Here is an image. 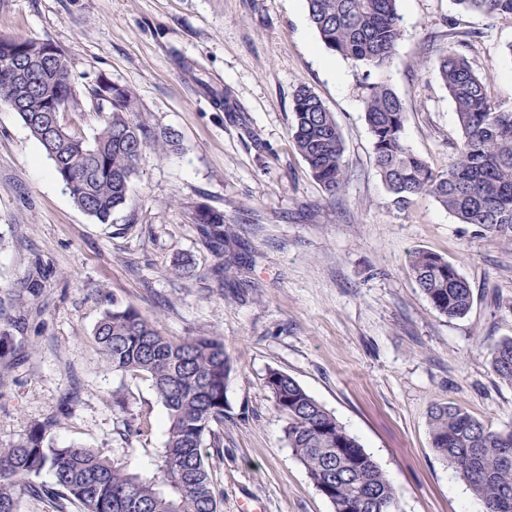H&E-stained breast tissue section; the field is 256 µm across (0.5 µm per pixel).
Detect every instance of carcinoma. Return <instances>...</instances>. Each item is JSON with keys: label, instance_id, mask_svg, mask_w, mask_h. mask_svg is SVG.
Segmentation results:
<instances>
[{"label": "carcinoma", "instance_id": "cac0c4a2", "mask_svg": "<svg viewBox=\"0 0 512 512\" xmlns=\"http://www.w3.org/2000/svg\"><path fill=\"white\" fill-rule=\"evenodd\" d=\"M400 0H306L308 15L324 48L360 69L363 76L388 68L403 35ZM463 12L489 18L512 17V0H454ZM45 41L0 38V103L21 98L25 82L4 61H24L34 82L27 107L18 111L26 128L51 161L55 176L75 205L107 224L125 206L138 162L147 148L165 152L179 146L176 134L159 131L139 118V102L127 86L99 75L91 89L103 125L93 140L60 133L46 122L44 94L77 102L76 87L64 54L41 59ZM434 67L456 111L461 132L451 161L434 166L405 141L408 106L385 80L364 82V120L373 144L374 165L399 206L429 196L459 223L484 234L512 240V107L491 102L486 80L469 61L465 44L439 51ZM289 137L321 186L325 201L336 203L347 180L345 143L333 112L306 85L294 94ZM194 221L224 269L240 264L238 236L224 213L206 204ZM407 272L431 307L460 317L472 305L469 282L445 257L426 250L409 255ZM41 288L31 276L6 298L0 315L23 304ZM104 364L123 375L151 381L166 410L165 441L150 474L79 445L56 446L48 440L51 423H42L17 441L0 443V512H21L23 496L69 501L80 512H220L203 452L205 438L222 448L215 428L224 426L230 358L220 336L175 338L156 320L132 306L112 305L95 329ZM491 367L512 385V337L489 346ZM264 386L283 419L293 455L333 512H398L395 487L357 437L293 377L271 368ZM151 430L150 415L123 421L126 437ZM431 448L454 471L485 512H512V426L494 429L462 406L432 407L428 422ZM47 471L53 483L35 478Z\"/></svg>", "mask_w": 512, "mask_h": 512}]
</instances>
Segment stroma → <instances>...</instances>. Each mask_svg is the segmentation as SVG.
<instances>
[{
  "mask_svg": "<svg viewBox=\"0 0 512 512\" xmlns=\"http://www.w3.org/2000/svg\"><path fill=\"white\" fill-rule=\"evenodd\" d=\"M403 37L385 76L408 104L410 148L445 166L460 140L424 39L467 41L494 100L512 103V17L459 12L452 0H400ZM0 36L48 41L67 57L78 103L61 119L92 138L98 75L133 89L141 116L177 133L146 150L126 205L102 224L81 211L39 143L0 105V292L33 272L42 288L13 316L0 356V440L52 421L55 445L80 444L150 471L166 411L149 380L108 370L94 329L112 304L157 319L165 335L223 337L233 370L224 451L207 461L221 512L249 498L265 512H333L294 457L264 387L295 378L371 454L400 512H484L433 451L428 413L454 402L500 428L512 386L488 348L512 337V241L461 224L432 198L397 208L373 166L360 71L324 49L306 0H0ZM313 89L342 131L348 183L335 204L289 138L294 91ZM231 90L230 110L212 96ZM235 224L252 265L217 283L221 258L197 228L198 204ZM424 249L452 262L470 312L433 310L406 271ZM150 413L148 436H120L112 393Z\"/></svg>",
  "mask_w": 512,
  "mask_h": 512,
  "instance_id": "stroma-1",
  "label": "stroma"
}]
</instances>
